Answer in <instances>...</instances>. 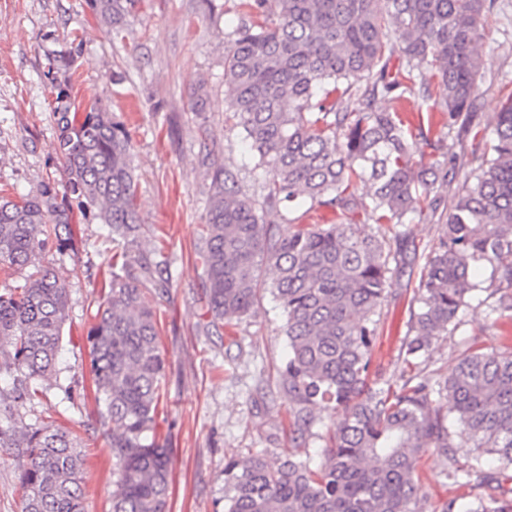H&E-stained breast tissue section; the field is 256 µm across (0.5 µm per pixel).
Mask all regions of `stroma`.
I'll list each match as a JSON object with an SVG mask.
<instances>
[{
    "instance_id": "stroma-1",
    "label": "stroma",
    "mask_w": 512,
    "mask_h": 512,
    "mask_svg": "<svg viewBox=\"0 0 512 512\" xmlns=\"http://www.w3.org/2000/svg\"><path fill=\"white\" fill-rule=\"evenodd\" d=\"M243 16L239 0H138L121 33L94 14L89 0H0V196L36 191L63 174L51 145V94L40 77L46 51L61 39L80 35L81 54L72 74L81 108L108 106L127 128L136 176V203L171 273L168 295L159 296L149 279L141 286L153 306L160 347L166 355L157 437L172 450V495L168 512H224V464L252 451L269 461L286 453L320 466L329 445V412H322L304 440L291 442L288 423L295 404L277 384L288 354L285 314L271 293L254 313L210 326L202 295V220L215 163L238 175L243 191L261 198L263 179L242 129L224 124L231 89L224 82V55ZM486 75L480 84L482 124L502 102L512 83V0H497L483 42ZM199 107H192V100ZM419 260L394 274L381 307L371 352V373L390 379L401 366L405 321L423 257L440 234L438 223L414 218L405 224ZM77 256H53L68 285L64 336L66 380L76 392L66 400L53 382L26 420H54L80 434L86 444L84 512H110L116 477L108 427L93 397L87 333L94 324V301L111 274L112 244L102 225L80 226ZM490 267L475 266L480 288L466 299L454 332L432 346L426 370L445 378L470 344L512 350V319L493 318L484 302ZM23 461L15 449L0 448V512H22L19 475ZM435 452L422 456L417 495L425 512H440L458 497L443 476Z\"/></svg>"
}]
</instances>
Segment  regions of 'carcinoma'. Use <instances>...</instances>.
<instances>
[{"label": "carcinoma", "instance_id": "carcinoma-1", "mask_svg": "<svg viewBox=\"0 0 512 512\" xmlns=\"http://www.w3.org/2000/svg\"><path fill=\"white\" fill-rule=\"evenodd\" d=\"M100 21L121 30L135 0H90ZM253 20L234 32L224 56L232 88L224 124L242 128L264 175L263 203L237 174L215 167L203 215V294L211 323L250 315L269 288L286 315L288 360L281 385L296 408L293 442L305 439L315 412L341 413L319 467L283 455L271 465L255 452L224 465L225 512H418L415 474L427 451L442 457L450 486L480 490L463 512H512L502 485L460 461L463 444L512 467V351L473 345L442 380L420 369L433 342L457 327L478 288L472 264L491 267L488 307L512 317V90L483 152L478 138L482 39L496 0H242ZM75 35L45 54L42 76L55 94L53 150L64 177L34 193L0 196V448L25 458L23 512H84L85 444L67 427L26 424L18 408L52 379L66 397L63 327L67 284L48 260L77 255L75 220L104 225L123 247V273H112L87 334L95 392L118 473L112 512H167L170 449L157 438L166 357L138 273L155 293L170 287L167 259L144 254L146 229L135 205L131 140L114 113L71 99L69 72L80 54ZM439 112L448 132L413 124L408 97ZM390 110L374 109L377 99ZM439 153L426 164L418 147ZM464 176L452 204L441 187ZM368 191L358 193V184ZM336 213L334 224H301L300 203ZM359 210L376 223L402 226L411 215L443 222L425 257L418 308L404 335V367L395 380L370 379L389 274L416 254L407 232L393 238L345 218ZM270 266V286L262 264Z\"/></svg>", "mask_w": 512, "mask_h": 512}]
</instances>
